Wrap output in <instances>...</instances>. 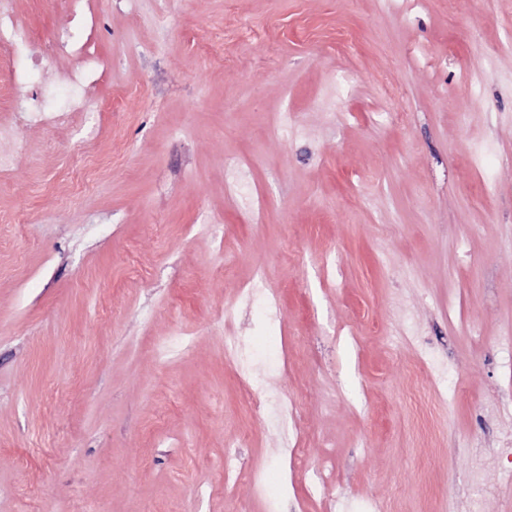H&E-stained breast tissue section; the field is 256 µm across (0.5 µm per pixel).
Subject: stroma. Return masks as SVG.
<instances>
[{
  "label": "stroma",
  "instance_id": "35a3bbf8",
  "mask_svg": "<svg viewBox=\"0 0 512 512\" xmlns=\"http://www.w3.org/2000/svg\"><path fill=\"white\" fill-rule=\"evenodd\" d=\"M95 7L106 76L0 174V512H512L511 476L479 507L469 479L512 425V0ZM257 271L279 322L235 302ZM229 307L294 425L244 408ZM243 430L259 494L224 484ZM290 460L295 475L305 484L307 492L314 497L319 491L328 489V477L320 469L311 470L307 464L305 448H292Z\"/></svg>",
  "mask_w": 512,
  "mask_h": 512
}]
</instances>
